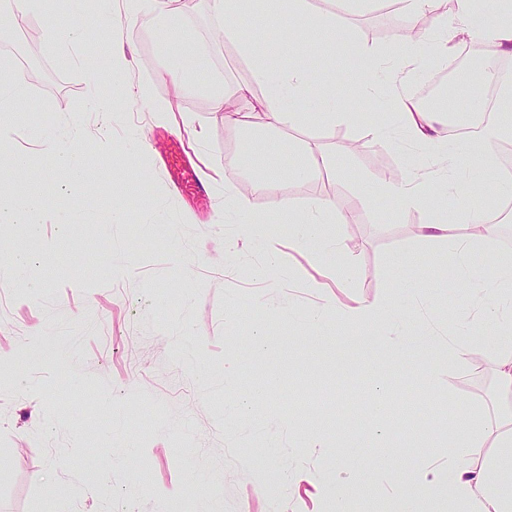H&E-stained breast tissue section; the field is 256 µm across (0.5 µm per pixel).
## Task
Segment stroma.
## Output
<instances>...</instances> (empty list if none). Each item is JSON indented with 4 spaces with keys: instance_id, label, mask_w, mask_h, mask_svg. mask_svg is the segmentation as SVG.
<instances>
[{
    "instance_id": "obj_1",
    "label": "stroma",
    "mask_w": 512,
    "mask_h": 512,
    "mask_svg": "<svg viewBox=\"0 0 512 512\" xmlns=\"http://www.w3.org/2000/svg\"><path fill=\"white\" fill-rule=\"evenodd\" d=\"M9 8L0 0V80L23 68L30 76L22 111L0 120V156L19 157L24 168L20 176L0 170V206L32 195L41 222L0 227V512H198L207 498L218 512H336L331 489L351 469L363 484L347 493L346 512H391L399 482L414 469H444L450 411L467 409L480 430L512 408L485 357L452 372L439 350L395 353L387 327L347 333L328 319L310 342L291 323L326 309L333 296L346 304L382 296L413 311L422 334L447 335L459 310L484 331L496 329L491 316L473 311L470 289L438 276L446 245L421 236L422 225L456 223L454 198L405 210L377 192L410 169L445 165L433 148L408 141L382 101L343 92L309 108L381 116L390 131L384 138L356 120L276 132L229 126L209 90L252 82L240 51L255 35L252 19L225 23L211 0H191L185 13L149 4L134 27L104 43L90 0H45L27 16L31 38ZM311 9L335 14L345 32L309 42L303 64L315 83L340 85L351 46L392 54L396 15L384 0L351 8L316 0ZM227 24L234 36L219 38ZM170 25L186 30L200 58L169 61ZM73 26L82 41L60 49L51 30ZM114 46L128 58L130 87H149L170 122L132 103L108 115L88 110L91 98L112 95L99 64ZM418 50V70L458 64L468 75L433 109L442 130L451 116L481 110L486 73L505 62L474 33L449 36L442 50L430 32ZM323 58L329 69L320 68ZM75 114L81 168L71 183L48 181L58 158L40 134L69 138ZM141 134L148 147L137 151ZM299 142L318 145L332 171L312 181L284 176L285 165L301 163L293 153ZM185 145L197 153L202 186L173 184L159 170L180 163ZM251 148L282 173L283 205L236 166ZM455 178L472 182L484 213L508 191L475 164ZM228 186L264 216L263 239L225 222ZM116 191L144 194L121 223L111 220ZM317 198L338 217L322 230L338 240L339 253L321 262L286 224ZM60 213L67 223H57ZM272 254L278 265H269ZM400 255L408 265L398 277L392 262ZM14 256L24 257L23 272L8 266ZM337 263L347 268L341 286L311 287ZM258 332L264 348L255 352ZM378 400L390 410L375 438L356 420ZM382 467L392 483L376 482ZM84 484L105 490L70 496Z\"/></svg>"
}]
</instances>
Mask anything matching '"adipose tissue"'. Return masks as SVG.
Returning <instances> with one entry per match:
<instances>
[{"label":"adipose tissue","instance_id":"1","mask_svg":"<svg viewBox=\"0 0 512 512\" xmlns=\"http://www.w3.org/2000/svg\"><path fill=\"white\" fill-rule=\"evenodd\" d=\"M474 0H457V17L466 29L481 28L483 36L498 52L512 56V20L500 23L479 24L474 16ZM279 36L256 50L252 42L241 45V52L251 63L254 77L267 88L265 99V124L279 129L306 118L310 113L307 103L315 90L304 70L301 60L307 54L308 41L336 40L341 34L334 18L309 14L307 0H287L276 13ZM290 50L296 64L289 70L280 67V55ZM417 53L413 41L398 44L395 58L385 59L368 50H359L345 64L344 74L361 78L367 84H376L380 76H387L391 83L402 82L399 61ZM395 111L402 132L416 143L438 145L441 132L437 121L417 107L402 94H393L389 100ZM472 189L457 187V221L453 224H433L430 238L447 242L458 255L448 268L452 282H475L476 307L492 313L498 325L493 335L456 327L447 336L417 335L409 317L396 315L390 302L383 297L363 299L353 305L333 304L330 312L346 329L395 323L393 347L404 351L410 344L419 342L437 346L448 357L452 367L471 365L476 355L488 356L496 369L500 391L512 393V259L503 258L493 263L491 276L473 271L465 257L480 241L493 233L492 226L480 225L479 215L473 210L469 198ZM330 219L329 205L321 198L309 207V216L294 226L297 237L313 240L318 257L335 253L338 244L333 237L322 234L320 227ZM512 450V423L497 420L485 430L473 431L464 418L458 415L448 419L447 472L437 476L420 472L408 478L399 497L398 512H419L422 502L445 493L448 512H512V474L498 473L501 452Z\"/></svg>","mask_w":512,"mask_h":512}]
</instances>
